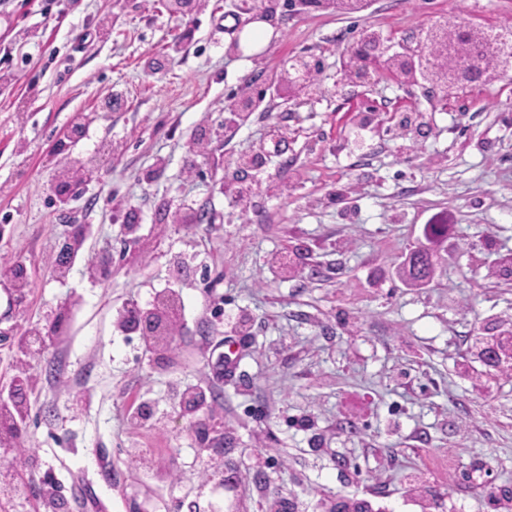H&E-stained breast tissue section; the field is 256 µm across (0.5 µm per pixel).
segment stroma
<instances>
[{
    "label": "stroma",
    "instance_id": "35a3bbf8",
    "mask_svg": "<svg viewBox=\"0 0 512 512\" xmlns=\"http://www.w3.org/2000/svg\"><path fill=\"white\" fill-rule=\"evenodd\" d=\"M165 2L0 0V512H512V374L474 356L512 324V78L443 103L340 71L364 32L512 29V0H264L257 51L241 0ZM293 58L320 63L300 102ZM64 167L94 176L62 199ZM163 295L153 349L122 311ZM287 137L285 134L278 128H273L270 131L269 134V143H270V149H266L265 146H263L259 152H256L255 154L251 156H247L245 158H242L237 167L239 170L247 171L249 169H254L262 166L268 157L274 154H278L282 152V144L285 143Z\"/></svg>",
    "mask_w": 512,
    "mask_h": 512
}]
</instances>
